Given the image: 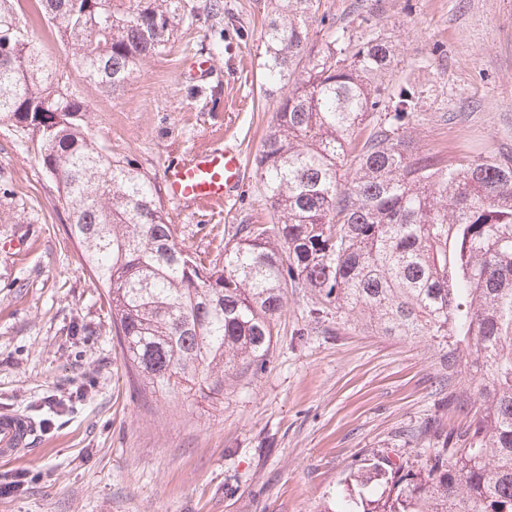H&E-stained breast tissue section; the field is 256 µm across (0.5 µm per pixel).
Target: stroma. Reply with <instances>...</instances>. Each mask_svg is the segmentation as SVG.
Returning a JSON list of instances; mask_svg holds the SVG:
<instances>
[{"label":"stroma","instance_id":"stroma-1","mask_svg":"<svg viewBox=\"0 0 512 512\" xmlns=\"http://www.w3.org/2000/svg\"><path fill=\"white\" fill-rule=\"evenodd\" d=\"M265 0H224L218 27L180 30L106 91L68 66L71 51L29 0H14L44 54L86 105L106 150L148 173L165 197L163 172L195 150L237 144L244 180L207 207L168 206L178 240L214 259L218 231L269 215L254 158L279 98L264 80ZM329 29L357 44L395 47L390 91L416 93L408 134L448 161L512 155V0H322ZM223 40V52L211 44ZM207 72L189 73V62ZM0 412L33 419L37 439L17 462H0V512H325L351 470L382 456L416 462L403 433L447 419L437 347L332 316L310 321L312 297L292 288L262 371L227 380L223 392L177 399L130 387L103 289L89 280L69 239L68 213L28 140L0 122Z\"/></svg>","mask_w":512,"mask_h":512}]
</instances>
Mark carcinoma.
Returning a JSON list of instances; mask_svg holds the SVG:
<instances>
[{
	"label": "carcinoma",
	"mask_w": 512,
	"mask_h": 512,
	"mask_svg": "<svg viewBox=\"0 0 512 512\" xmlns=\"http://www.w3.org/2000/svg\"><path fill=\"white\" fill-rule=\"evenodd\" d=\"M37 2L70 63L114 90L181 27L224 18L223 0ZM320 8L270 0L265 80L281 93L255 175L271 223L237 225L220 263L185 250L151 177L74 118L82 101L13 0H0V121L57 185L132 386L220 393L228 376L262 369L288 289L306 288L318 324L334 310L438 343L448 413L466 419L415 429L417 464L362 466L326 512H512V157L448 165L419 151L405 134L414 92L383 96L392 46L370 39L348 54L333 32L315 47ZM462 359L466 387L453 384Z\"/></svg>",
	"instance_id": "1"
}]
</instances>
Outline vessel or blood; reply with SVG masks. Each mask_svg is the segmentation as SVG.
Returning <instances> with one entry per match:
<instances>
[{"mask_svg": "<svg viewBox=\"0 0 512 512\" xmlns=\"http://www.w3.org/2000/svg\"><path fill=\"white\" fill-rule=\"evenodd\" d=\"M242 167V155L233 147L193 152L166 168V196L180 207L224 202L239 186ZM35 434L34 422L25 415L1 413L0 460L21 459Z\"/></svg>", "mask_w": 512, "mask_h": 512, "instance_id": "obj_1", "label": "vessel or blood"}]
</instances>
